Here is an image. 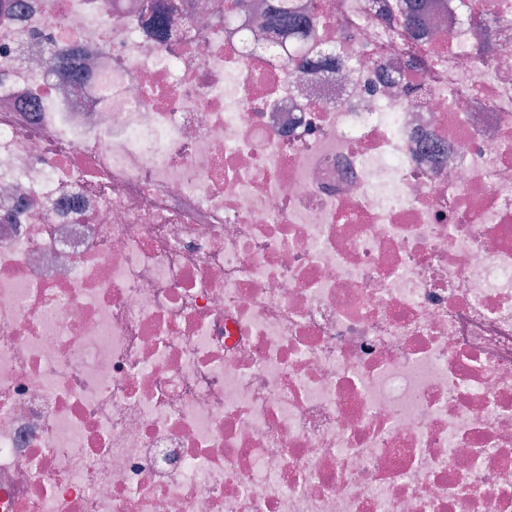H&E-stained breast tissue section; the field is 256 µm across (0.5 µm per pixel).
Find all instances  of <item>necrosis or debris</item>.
<instances>
[{"instance_id": "obj_1", "label": "necrosis or debris", "mask_w": 512, "mask_h": 512, "mask_svg": "<svg viewBox=\"0 0 512 512\" xmlns=\"http://www.w3.org/2000/svg\"><path fill=\"white\" fill-rule=\"evenodd\" d=\"M143 2L0 23V512H512V0ZM277 1H279V4L277 5L273 16V27L277 34L281 36L282 43L284 39L285 41L294 40L296 39L294 30L296 29L298 22L297 17L290 8V0Z\"/></svg>"}]
</instances>
